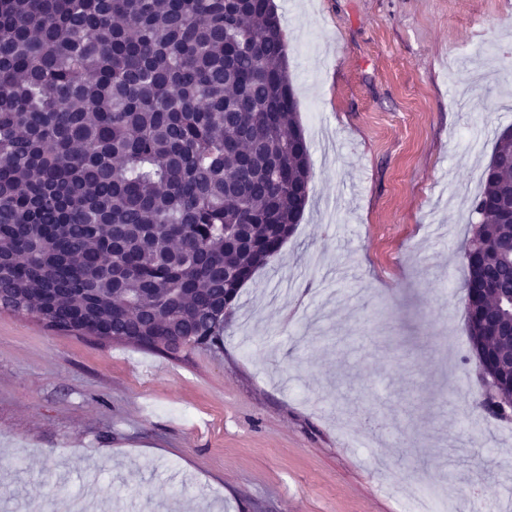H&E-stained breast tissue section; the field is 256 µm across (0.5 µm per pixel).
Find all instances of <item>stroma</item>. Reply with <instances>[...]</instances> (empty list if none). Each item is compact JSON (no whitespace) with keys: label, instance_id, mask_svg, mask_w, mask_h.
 I'll return each mask as SVG.
<instances>
[{"label":"stroma","instance_id":"1","mask_svg":"<svg viewBox=\"0 0 512 512\" xmlns=\"http://www.w3.org/2000/svg\"><path fill=\"white\" fill-rule=\"evenodd\" d=\"M313 169L222 339L167 356L0 308V498L53 512H453L512 496L465 316L470 210L512 125V0H273ZM415 448L399 463L370 423ZM423 485L417 482L414 488L408 494V511L410 512H439L447 507L446 501L441 494L436 500H429L425 495V489L419 487Z\"/></svg>","mask_w":512,"mask_h":512}]
</instances>
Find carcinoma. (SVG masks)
I'll return each mask as SVG.
<instances>
[{
    "label": "carcinoma",
    "instance_id": "carcinoma-1",
    "mask_svg": "<svg viewBox=\"0 0 512 512\" xmlns=\"http://www.w3.org/2000/svg\"><path fill=\"white\" fill-rule=\"evenodd\" d=\"M299 133L288 143V135ZM512 129L468 243L512 292ZM311 162L272 0H0V298L164 352L224 333V291L285 241Z\"/></svg>",
    "mask_w": 512,
    "mask_h": 512
}]
</instances>
